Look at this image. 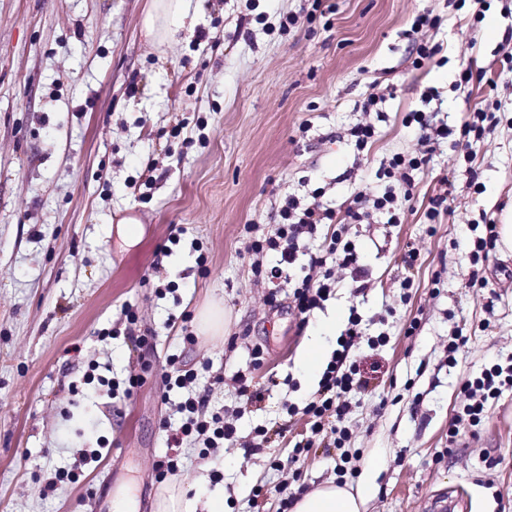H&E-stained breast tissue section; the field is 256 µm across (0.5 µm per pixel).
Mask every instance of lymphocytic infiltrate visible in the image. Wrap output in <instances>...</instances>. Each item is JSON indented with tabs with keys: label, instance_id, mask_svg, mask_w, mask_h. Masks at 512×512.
<instances>
[{
	"label": "lymphocytic infiltrate",
	"instance_id": "obj_1",
	"mask_svg": "<svg viewBox=\"0 0 512 512\" xmlns=\"http://www.w3.org/2000/svg\"><path fill=\"white\" fill-rule=\"evenodd\" d=\"M494 119L493 113L478 108L455 131L444 125H433L426 112L406 113L403 124L417 129L422 149L415 154L397 153L383 160L378 170L379 178L384 182L381 189L356 194L340 216L321 204L322 192L317 189L309 202L293 196L286 198L279 211L280 222L274 233L263 235L258 225H246L245 231L250 235L248 251L253 257L251 269L254 276L274 278L281 275L283 269L293 268L300 237L315 234L319 226L330 224L334 230L327 238L324 249L309 256L305 274L287 277L288 297L294 310L305 319L320 308L332 292L337 269L350 271L356 283H364L361 258L349 237L350 225L370 223L378 214L383 215L387 223H400L406 205L412 199L418 174L424 173L443 140L451 139L454 147L470 152L474 143L484 140ZM268 252L278 255V266L270 269L263 266L261 257ZM364 341L373 347L381 343L377 337L365 338L358 313H350L347 326L338 337L337 347L322 372L317 391L305 405L292 403L288 406L289 416L305 417L310 429L309 437L294 444L293 456L308 452L317 437L331 433L332 446L341 452V463L337 468V474L341 477L347 475L350 461L344 446L351 439L346 421L352 408L345 396L355 389H367L369 385L354 356L355 350ZM506 387L512 388V363L494 364L479 376L466 381L462 386L460 408L448 426L449 438H456L462 429L479 426L488 412L490 401L499 397ZM180 410L184 420L169 436L171 446H178L187 438L202 442L199 457L206 460L210 457L211 449L235 441L236 426L226 421L223 414L210 411L207 395L187 398L181 403Z\"/></svg>",
	"mask_w": 512,
	"mask_h": 512
}]
</instances>
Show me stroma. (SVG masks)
<instances>
[{
    "label": "stroma",
    "mask_w": 512,
    "mask_h": 512,
    "mask_svg": "<svg viewBox=\"0 0 512 512\" xmlns=\"http://www.w3.org/2000/svg\"><path fill=\"white\" fill-rule=\"evenodd\" d=\"M149 2L0 0V512H114L120 495L130 512H155L163 424L179 421L184 394L204 390L240 440L259 426L271 437L256 454L240 441L224 446L209 464L183 443L177 480L188 498L220 491L224 512H279L285 480L304 492L336 480L339 453L327 441L293 457L306 425L289 420L286 406L317 390L318 376L297 354L337 308L357 309L366 336L386 338L361 345L369 387L347 395L358 471L347 485L372 486L366 512H448L457 499L467 512H512V390L490 402L475 432L448 445L462 382L512 356V255L494 252L484 288L468 285L473 225L500 221L512 207V0H466L459 9L450 0H330L334 12L312 22L301 15L311 0H194L193 32L162 46L142 29ZM422 10L441 18L425 38L444 63L416 70L404 32ZM291 13L297 24L279 34ZM491 24L499 38H488ZM464 68L473 79L461 87ZM427 86L441 101H422ZM376 88L391 95L374 121L377 142L360 153L345 133L364 121L360 104ZM492 104L497 125L472 163L441 146L402 223L352 226L365 294L340 270L307 326L291 308L271 309L270 282L250 270L244 225L273 231L290 193L307 200L322 189L324 206L339 212L372 192L383 158L418 147L417 132L402 124L406 112L457 128ZM200 120L206 144L184 145ZM469 165L479 189L466 186ZM446 180L456 185L448 210L428 224V199ZM129 218L142 230L132 246L117 234ZM176 232L181 243L169 247ZM410 247L420 256L408 268ZM171 281L174 293L156 294ZM211 302L224 307L223 335L187 344L185 329H196ZM415 317L421 329L406 335ZM112 328L117 336L101 339ZM457 333L466 343L451 365ZM142 335L150 346H138ZM257 345L265 359L255 367ZM174 355L202 373L168 393L163 375ZM92 363L145 383L131 398L110 399L84 384ZM245 369L261 393L248 406L235 382ZM102 438V458L84 463ZM57 467L82 477L45 491ZM259 485L266 493L257 498Z\"/></svg>",
    "instance_id": "35a3bbf8"
}]
</instances>
